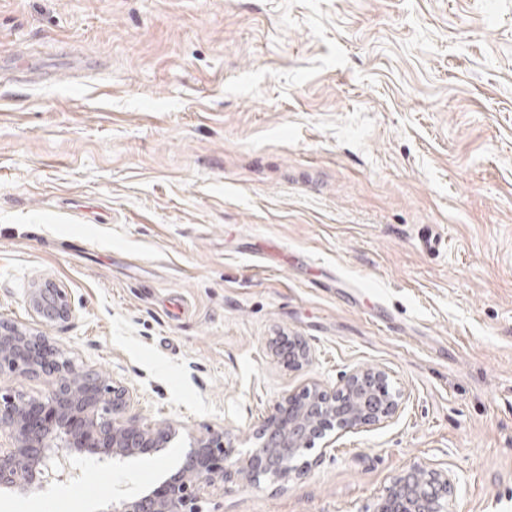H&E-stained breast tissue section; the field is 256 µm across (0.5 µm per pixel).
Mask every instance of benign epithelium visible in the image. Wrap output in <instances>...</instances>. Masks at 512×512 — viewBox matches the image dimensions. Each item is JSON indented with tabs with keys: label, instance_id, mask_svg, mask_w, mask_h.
I'll return each instance as SVG.
<instances>
[{
	"label": "benign epithelium",
	"instance_id": "7a95c632",
	"mask_svg": "<svg viewBox=\"0 0 512 512\" xmlns=\"http://www.w3.org/2000/svg\"><path fill=\"white\" fill-rule=\"evenodd\" d=\"M28 307L42 326L64 322L72 307L64 290L35 283L27 289ZM288 365L301 368L310 355L298 339L288 341ZM51 377L41 398L0 387V490L25 493L78 475V454L106 455L113 462L159 452L178 433L173 422L152 423L129 416L133 392L65 357L41 332L0 320V376ZM401 408L388 372L357 368L334 389L318 381L284 392L263 421L243 436L225 428L193 438L179 468L162 484L130 499L112 503L106 512H204L207 488L234 482L255 487L260 478L273 482L307 468L294 462L314 449L327 428L358 432L392 421ZM247 444L242 451L237 446ZM456 478L447 470L410 465L377 497L372 512H457Z\"/></svg>",
	"mask_w": 512,
	"mask_h": 512
}]
</instances>
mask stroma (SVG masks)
Masks as SVG:
<instances>
[{
	"label": "stroma",
	"instance_id": "35a3bbf8",
	"mask_svg": "<svg viewBox=\"0 0 512 512\" xmlns=\"http://www.w3.org/2000/svg\"><path fill=\"white\" fill-rule=\"evenodd\" d=\"M37 282L52 342L182 437L0 512H104L360 367L395 419L206 512H371L416 462L512 512V0H0L1 320L36 329ZM28 307L34 320L42 326L65 322L72 315V307L64 290L34 283L27 289Z\"/></svg>",
	"mask_w": 512,
	"mask_h": 512
}]
</instances>
